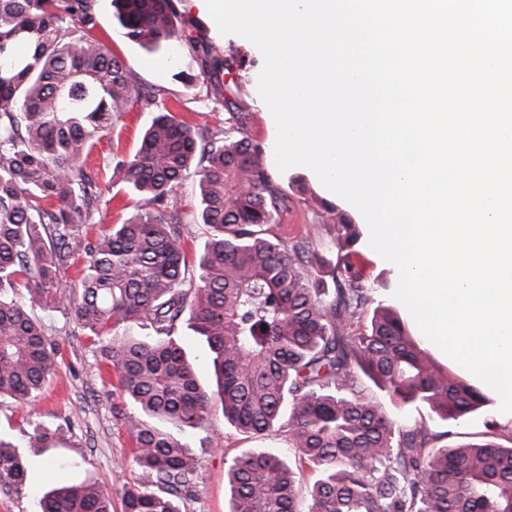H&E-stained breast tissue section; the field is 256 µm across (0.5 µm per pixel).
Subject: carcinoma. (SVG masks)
Segmentation results:
<instances>
[{
    "mask_svg": "<svg viewBox=\"0 0 512 512\" xmlns=\"http://www.w3.org/2000/svg\"><path fill=\"white\" fill-rule=\"evenodd\" d=\"M127 35L145 46L180 38L175 0H113ZM76 28H63L66 18ZM89 0H0V398L35 396L56 349L35 308L63 307L101 341L122 395L140 470L123 512H179L196 483L198 458L185 441L224 419L249 437L272 432L290 408L297 468L270 448H244L225 470L228 512H512V446L482 440L432 446L423 425L399 426L368 399L366 376L403 409L426 406L456 421L489 402L437 360L398 310L369 301L358 225L336 216L344 253L331 301L307 269V245L271 233L285 196L270 181L263 147L230 111L224 131L205 132L161 107L140 148L113 182L139 197L122 224L87 235L103 189L87 165L113 120L134 103H156L137 74L93 35ZM236 60L202 49L207 90L224 99L223 72ZM200 184V223L210 228L188 265L177 191L189 170ZM81 263L78 282L60 272ZM24 280L25 300L6 296ZM187 323L212 353L216 389L205 391L176 336ZM154 335L106 340L120 325ZM64 437L39 426L25 444L0 432V498L23 494L33 463H53ZM317 474L306 508L297 471ZM41 512H112L105 486L73 480L40 499Z\"/></svg>",
    "mask_w": 512,
    "mask_h": 512,
    "instance_id": "cac0c4a2",
    "label": "carcinoma"
}]
</instances>
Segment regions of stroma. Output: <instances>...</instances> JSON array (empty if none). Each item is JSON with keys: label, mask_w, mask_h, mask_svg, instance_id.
Returning <instances> with one entry per match:
<instances>
[{"label": "stroma", "mask_w": 512, "mask_h": 512, "mask_svg": "<svg viewBox=\"0 0 512 512\" xmlns=\"http://www.w3.org/2000/svg\"><path fill=\"white\" fill-rule=\"evenodd\" d=\"M176 2L177 26L181 32L178 40L157 47L132 41L117 19L112 0H93L97 21L94 34L138 74L142 84L160 91L162 102L172 111L191 124L213 132L223 129L227 112L224 105L207 98L200 56L190 49L189 44L195 41L220 54L235 56L242 63L239 74L223 78L232 88L229 98L239 111L248 114L250 137L261 143L265 150H272L277 131L267 120L257 90L258 76L263 68L261 52L241 36L221 34L211 16L201 11L195 0ZM154 112V107L134 104L115 121L111 138L102 140L94 148L89 165L97 172L104 190L113 189L112 169L116 162L132 156L139 149ZM267 173L288 199V207L281 213L276 229L278 237L286 242L298 238L308 240L311 244L310 270L325 288H333L331 269L338 262L335 214L326 213L305 201L296 191L295 178H302L314 196L335 205L338 212L349 215L354 223L363 224L362 215L350 203L329 193L305 167L296 166L282 172L271 164ZM178 195L185 221L184 248L189 260L194 262L208 237L205 226L193 221L198 213V176L188 174ZM356 249L364 265L365 282L373 303L394 304L393 291L399 281L396 268L370 248L367 239H360ZM35 315L58 346L55 368L37 397L26 401L0 399V429L12 434L19 443L24 442L38 425L60 430L66 439L64 458L76 463V476L105 482L115 512H120L124 491L136 484L139 474L131 456L132 439L121 416L113 412L114 407L124 406L125 401L116 381L100 379L103 363L99 347L88 332L78 328L70 315L61 309H39ZM366 393L388 408L397 424L424 423L434 436V446H455L488 438L504 445L512 443V420L500 413L497 402H489L460 420L444 421L424 407L401 410L392 407L385 393L374 385H367ZM211 422L220 437L219 447H202L203 435L199 432L188 438L191 447L197 450L200 467L194 488L178 502L180 512H228L225 471L242 449L257 444L284 454L289 451L287 429L273 431L253 441L225 422L221 409H213Z\"/></svg>", "instance_id": "35a3bbf8"}]
</instances>
